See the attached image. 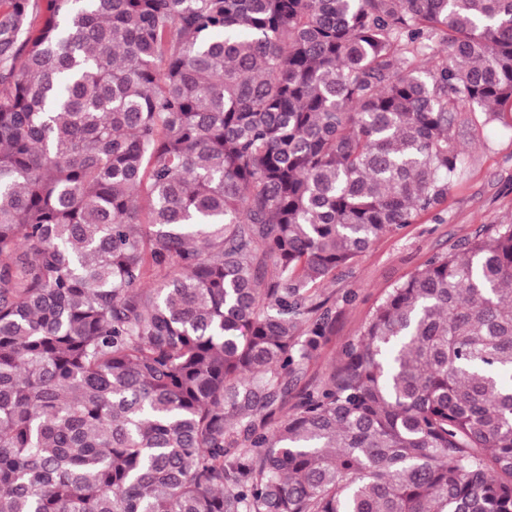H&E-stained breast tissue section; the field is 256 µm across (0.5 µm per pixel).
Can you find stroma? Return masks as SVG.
Segmentation results:
<instances>
[{
	"label": "stroma",
	"mask_w": 512,
	"mask_h": 512,
	"mask_svg": "<svg viewBox=\"0 0 512 512\" xmlns=\"http://www.w3.org/2000/svg\"><path fill=\"white\" fill-rule=\"evenodd\" d=\"M454 139L462 170L441 215L421 216L418 223L379 239L324 286L335 317L333 334L291 378L293 392L323 382L342 345L358 336L381 299L430 257L457 251L487 230L512 224V115L489 121L478 107H459Z\"/></svg>",
	"instance_id": "obj_1"
}]
</instances>
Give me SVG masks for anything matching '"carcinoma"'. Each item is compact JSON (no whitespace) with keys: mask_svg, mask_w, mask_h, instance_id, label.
I'll return each mask as SVG.
<instances>
[{"mask_svg":"<svg viewBox=\"0 0 512 512\" xmlns=\"http://www.w3.org/2000/svg\"><path fill=\"white\" fill-rule=\"evenodd\" d=\"M512 106V0H0V512H512V224L393 288ZM479 111L475 105L457 110L454 139L463 164L441 220L423 215L379 239L323 287L335 317L333 335L290 379L293 394L323 382L342 345L358 336L381 299L431 256L455 252L499 224H512V112L485 121Z\"/></svg>","mask_w":512,"mask_h":512,"instance_id":"carcinoma-1","label":"carcinoma"}]
</instances>
